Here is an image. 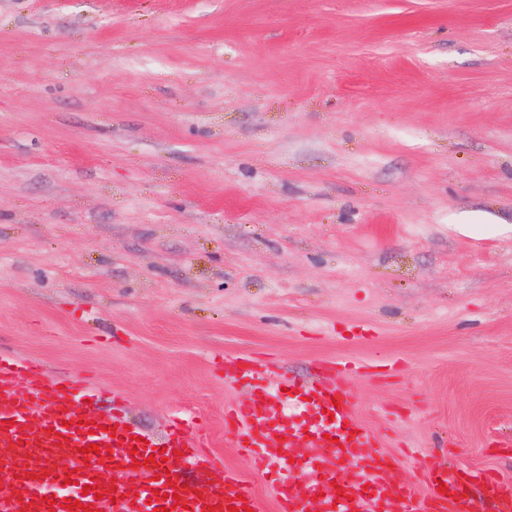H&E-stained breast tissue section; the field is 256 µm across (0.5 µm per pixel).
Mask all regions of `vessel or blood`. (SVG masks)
Returning a JSON list of instances; mask_svg holds the SVG:
<instances>
[{"label":"vessel or blood","mask_w":512,"mask_h":512,"mask_svg":"<svg viewBox=\"0 0 512 512\" xmlns=\"http://www.w3.org/2000/svg\"><path fill=\"white\" fill-rule=\"evenodd\" d=\"M392 369L336 357L326 361L322 382L279 383L254 353L225 357V383L250 391L246 403L225 410V422L236 433L239 454L269 476L277 512H468L469 480L497 499L498 512H512V487L488 472L466 478L442 466L427 470L428 500L406 487L403 460L382 451L356 416L349 390L363 373ZM72 390L0 354V512H229L233 506L266 512L236 471L215 465L203 451L198 416L174 412L157 439L129 427L120 412L102 418L75 411ZM92 444L98 452H89ZM299 446L312 448V455L295 456ZM159 452L165 460L150 462ZM188 467L208 470L209 486L197 491L187 484ZM69 479L79 489L67 495L60 488ZM130 481L136 494L127 492ZM91 483L96 493L81 494Z\"/></svg>","instance_id":"vessel-or-blood-1"}]
</instances>
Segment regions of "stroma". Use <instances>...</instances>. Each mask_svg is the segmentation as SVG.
I'll use <instances>...</instances> for the list:
<instances>
[{
	"label": "stroma",
	"mask_w": 512,
	"mask_h": 512,
	"mask_svg": "<svg viewBox=\"0 0 512 512\" xmlns=\"http://www.w3.org/2000/svg\"><path fill=\"white\" fill-rule=\"evenodd\" d=\"M241 351L396 361L351 394L415 494L512 482V0H0V353L277 512Z\"/></svg>",
	"instance_id": "35a3bbf8"
}]
</instances>
